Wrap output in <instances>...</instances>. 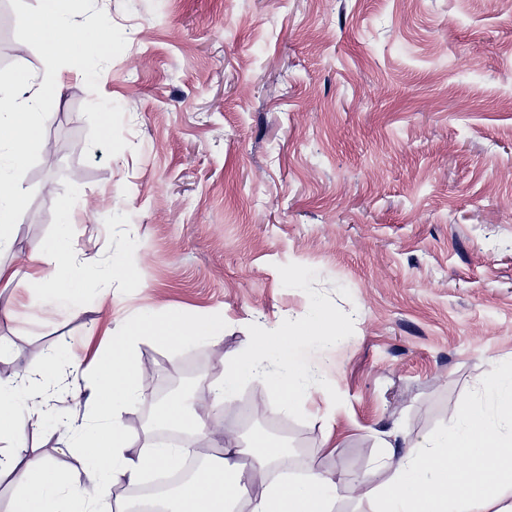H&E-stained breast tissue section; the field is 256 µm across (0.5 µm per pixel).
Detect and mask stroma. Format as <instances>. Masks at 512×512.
I'll return each instance as SVG.
<instances>
[{
    "mask_svg": "<svg viewBox=\"0 0 512 512\" xmlns=\"http://www.w3.org/2000/svg\"><path fill=\"white\" fill-rule=\"evenodd\" d=\"M94 4L127 37L98 94L130 147H88L94 94L63 67L45 127L63 150L25 174L34 197L0 253L24 266L72 207L73 307L0 287V341L20 352L0 375L69 366L33 445L52 457L94 426L72 398L85 343L142 310L223 318L206 348L137 345L161 381L198 376L200 398L260 332L318 308L338 325L302 339L321 392L285 414L248 379L224 432L276 435L282 472L337 482L333 512H376L354 480L383 483L380 460L452 430L464 403L495 418L490 369L512 365V0ZM127 265L135 280L108 277Z\"/></svg>",
    "mask_w": 512,
    "mask_h": 512,
    "instance_id": "stroma-1",
    "label": "stroma"
}]
</instances>
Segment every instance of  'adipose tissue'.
<instances>
[{"label": "adipose tissue", "mask_w": 512, "mask_h": 512, "mask_svg": "<svg viewBox=\"0 0 512 512\" xmlns=\"http://www.w3.org/2000/svg\"><path fill=\"white\" fill-rule=\"evenodd\" d=\"M72 222L71 208H60L57 233L33 248L28 265L0 263V286L53 291L63 304H70L81 294L82 281L73 274L62 275L59 267L73 259ZM48 264L53 272H45ZM335 335V315L320 312L304 324L283 326L275 337L259 336L250 351L225 362L212 385L214 400L229 402L245 379L260 375L280 411L302 407L316 388L305 379L308 366L300 358L298 339L321 336L328 340ZM145 336L180 349L206 347L223 339L224 321L178 313L160 317L145 310L113 334L111 347L98 353L85 370V402L104 425L83 433L77 446L63 448V455L81 464L73 473L28 445L29 437L40 430V417L52 391L67 385L64 366L51 358L27 371L21 383L0 379V480L16 479L11 512H109L117 485H142L150 473L174 467L188 455L187 444L178 448L137 445L121 420L122 412L143 398L145 371L135 344ZM272 347L282 366L278 372L265 371L263 365ZM489 385L496 397L498 422L489 423L481 407L464 404L454 430L411 447L387 483L377 489L383 512H512V503L505 502L499 491L501 484L512 486V367L496 370ZM20 389L33 399V409L26 416L14 409ZM153 420L159 426L210 435L222 449L204 472L165 500L163 512H236L243 506L248 512H332L338 487L331 477L312 473L294 483L273 478L282 452L268 436L251 437L249 445L257 450L258 464L249 468L239 462L236 449L225 447L224 428L210 411L189 409L184 399L173 397L155 410ZM256 478L261 481L260 494L244 499L247 483Z\"/></svg>", "instance_id": "adipose-tissue-1"}]
</instances>
